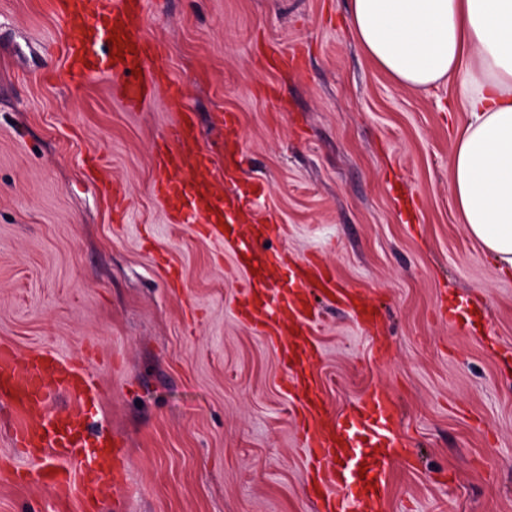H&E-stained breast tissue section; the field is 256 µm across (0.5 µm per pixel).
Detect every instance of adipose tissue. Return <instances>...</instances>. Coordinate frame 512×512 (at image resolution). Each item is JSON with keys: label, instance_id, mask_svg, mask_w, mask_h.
Wrapping results in <instances>:
<instances>
[{"label": "adipose tissue", "instance_id": "ef3b65f1", "mask_svg": "<svg viewBox=\"0 0 512 512\" xmlns=\"http://www.w3.org/2000/svg\"><path fill=\"white\" fill-rule=\"evenodd\" d=\"M357 41L399 86H452L467 124L451 156L468 234L512 274V0H351Z\"/></svg>", "mask_w": 512, "mask_h": 512}]
</instances>
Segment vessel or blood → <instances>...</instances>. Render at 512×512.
<instances>
[{"instance_id": "obj_1", "label": "vessel or blood", "mask_w": 512, "mask_h": 512, "mask_svg": "<svg viewBox=\"0 0 512 512\" xmlns=\"http://www.w3.org/2000/svg\"><path fill=\"white\" fill-rule=\"evenodd\" d=\"M144 4L145 0H53L62 27L65 79L79 88L95 76L111 74L114 92L129 112L140 111L158 89H165L167 108L175 112L176 119L153 144V193L172 223L197 225L202 236L222 243L232 254L245 275L237 315L279 353L289 378L291 411L305 450L306 469L313 476L310 488L321 503L320 512H357L362 503L378 498L386 482L385 461L401 445L394 428L396 406L386 394L373 391L365 394L346 421L328 419L323 405L311 394L317 313L308 303L309 291L315 288L328 294L364 323H375L378 314L361 304L350 289L338 287L330 268L308 257L298 259L281 282L268 283L254 275L255 267L278 263V252L268 246L272 233L261 224L249 238L227 239L226 226L241 220L238 197L216 194L205 176L210 156L199 143L196 114L186 105L182 88L164 80L159 64L161 44L145 33ZM114 34L121 39L116 47L108 43ZM236 123L234 113H225L224 176L230 180L236 178L241 165ZM90 387L87 368L53 352L0 350V400L14 404L25 416L13 442L30 461L24 471L29 482L76 498L100 494L92 470L83 466L82 453L88 444H96V468H111L117 458L111 439L91 432L84 414L48 410L51 391L84 398ZM49 451L65 458L71 472H49L42 461Z\"/></svg>"}]
</instances>
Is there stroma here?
Listing matches in <instances>:
<instances>
[{
	"label": "stroma",
	"instance_id": "obj_1",
	"mask_svg": "<svg viewBox=\"0 0 512 512\" xmlns=\"http://www.w3.org/2000/svg\"><path fill=\"white\" fill-rule=\"evenodd\" d=\"M149 38L224 178L233 112L241 189L260 184L271 246L314 256L368 292L363 330L313 291L317 393L335 419L385 391L408 451L385 464L376 512H512V276L496 274L455 207L450 157L467 115L451 89L397 86L349 24L348 0H146ZM51 0H0V346L94 354L84 411L120 452L93 502L19 480L0 404V512H317L278 353L235 315L223 245L172 224L153 196L163 98L125 111L106 80L71 87ZM271 42L304 57L265 67ZM123 196L87 175L93 152ZM456 307V323L437 316ZM236 123L237 118L233 112L224 113V159L225 156L227 159V163H224V177L230 180L236 178L238 169L241 165L239 143L235 134Z\"/></svg>",
	"mask_w": 512,
	"mask_h": 512
}]
</instances>
